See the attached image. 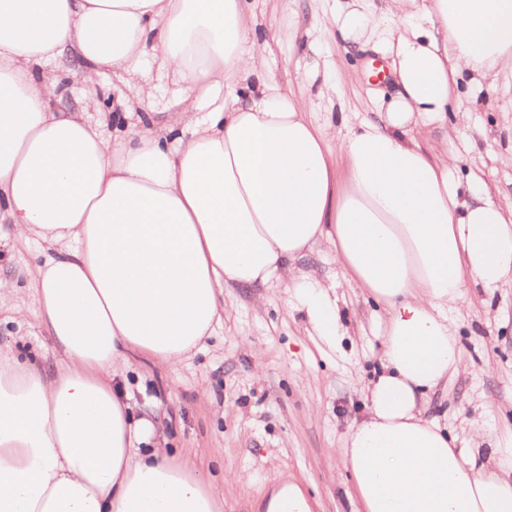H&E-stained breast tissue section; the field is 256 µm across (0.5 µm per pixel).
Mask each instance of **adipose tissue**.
Wrapping results in <instances>:
<instances>
[{
    "label": "adipose tissue",
    "instance_id": "1",
    "mask_svg": "<svg viewBox=\"0 0 512 512\" xmlns=\"http://www.w3.org/2000/svg\"><path fill=\"white\" fill-rule=\"evenodd\" d=\"M344 52L376 44L393 91L378 121L314 122L267 69L246 0H0V217L51 256L29 290L53 359L0 351V512H224V485L165 449L113 390L142 355L172 368L224 320V290L284 284L329 346L337 288L384 312L381 370L341 449L361 512H512V436L481 467L425 416L463 369L450 312L512 282V204L463 196L455 152L430 127L467 123L460 81L512 72V0H336ZM119 70L142 60L180 87L175 122L113 114L104 139L56 109L47 63ZM240 87L219 103L224 85ZM330 243L341 280L295 270Z\"/></svg>",
    "mask_w": 512,
    "mask_h": 512
}]
</instances>
